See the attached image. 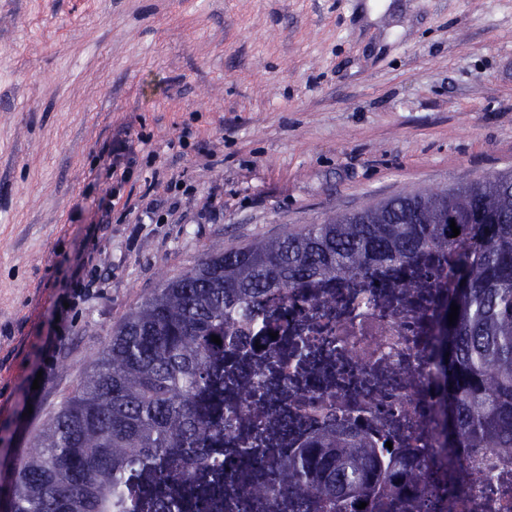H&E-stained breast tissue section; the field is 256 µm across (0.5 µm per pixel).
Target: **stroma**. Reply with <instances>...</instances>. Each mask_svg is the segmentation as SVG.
Segmentation results:
<instances>
[{"label": "stroma", "mask_w": 512, "mask_h": 512, "mask_svg": "<svg viewBox=\"0 0 512 512\" xmlns=\"http://www.w3.org/2000/svg\"><path fill=\"white\" fill-rule=\"evenodd\" d=\"M368 2L0 0V512L162 277L512 171V0ZM137 164V157L132 153L130 147L125 145L123 141H116L112 147V177L118 171L120 173V181H124L132 173L133 167Z\"/></svg>", "instance_id": "1"}]
</instances>
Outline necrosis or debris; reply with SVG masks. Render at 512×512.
<instances>
[{"label": "necrosis or debris", "instance_id": "1", "mask_svg": "<svg viewBox=\"0 0 512 512\" xmlns=\"http://www.w3.org/2000/svg\"><path fill=\"white\" fill-rule=\"evenodd\" d=\"M417 287L405 288L408 277ZM447 279L436 267L378 269L370 283L303 285L279 302L270 324L224 339L237 366L238 413L224 424V512H278L256 506L252 448L287 458L328 424L357 425L379 444L435 458L434 389L420 337L422 315ZM466 482L429 488L432 512H512V455L464 449Z\"/></svg>", "mask_w": 512, "mask_h": 512}]
</instances>
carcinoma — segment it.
I'll list each match as a JSON object with an SVG mask.
<instances>
[{
  "instance_id": "cac0c4a2",
  "label": "carcinoma",
  "mask_w": 512,
  "mask_h": 512,
  "mask_svg": "<svg viewBox=\"0 0 512 512\" xmlns=\"http://www.w3.org/2000/svg\"><path fill=\"white\" fill-rule=\"evenodd\" d=\"M430 260L453 285L428 342L440 447L512 454L510 171L217 248L163 279L16 466L8 512H150L118 496L141 466L153 474L156 509L192 512L224 477L220 456L198 452L224 447V345L211 336L271 318L270 300L303 281L353 282L379 266ZM177 468L193 476L189 486L167 485ZM437 470L411 449L393 452L355 426L330 424L277 463L269 493L306 512H403L409 488Z\"/></svg>"
}]
</instances>
